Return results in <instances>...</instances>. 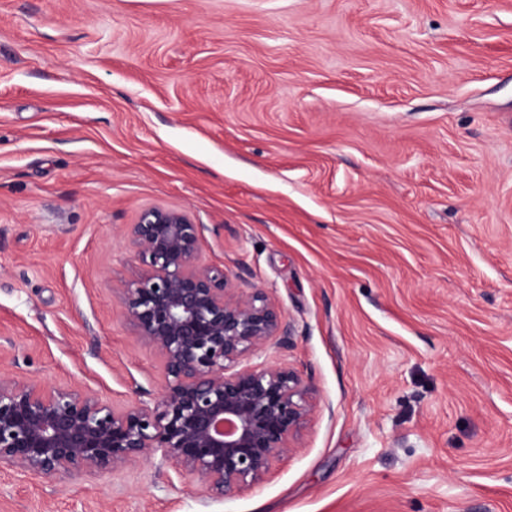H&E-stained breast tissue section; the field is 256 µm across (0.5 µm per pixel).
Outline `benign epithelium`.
<instances>
[{
	"label": "benign epithelium",
	"mask_w": 512,
	"mask_h": 512,
	"mask_svg": "<svg viewBox=\"0 0 512 512\" xmlns=\"http://www.w3.org/2000/svg\"><path fill=\"white\" fill-rule=\"evenodd\" d=\"M189 214L145 210L126 237L138 273L115 287L127 322L164 369L154 405L116 408L82 387H50L0 371V471L77 484L160 455L194 477L202 495L232 496L261 482L293 448L314 409L294 369L253 364L285 349L290 324L263 289L242 295L202 263Z\"/></svg>",
	"instance_id": "1"
}]
</instances>
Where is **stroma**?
I'll return each mask as SVG.
<instances>
[{
    "mask_svg": "<svg viewBox=\"0 0 512 512\" xmlns=\"http://www.w3.org/2000/svg\"><path fill=\"white\" fill-rule=\"evenodd\" d=\"M150 208L282 311L311 418L231 497L155 456L0 512H512V0H0V369L158 399Z\"/></svg>",
    "mask_w": 512,
    "mask_h": 512,
    "instance_id": "35a3bbf8",
    "label": "stroma"
}]
</instances>
